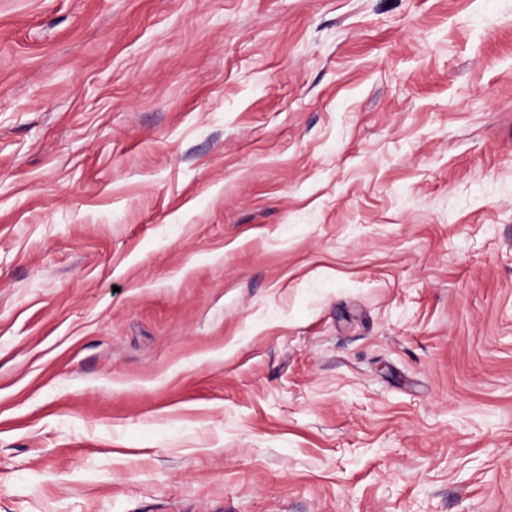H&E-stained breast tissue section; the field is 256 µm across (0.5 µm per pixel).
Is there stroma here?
Listing matches in <instances>:
<instances>
[{"label": "stroma", "mask_w": 512, "mask_h": 512, "mask_svg": "<svg viewBox=\"0 0 512 512\" xmlns=\"http://www.w3.org/2000/svg\"><path fill=\"white\" fill-rule=\"evenodd\" d=\"M0 512H512V0H0Z\"/></svg>", "instance_id": "35a3bbf8"}]
</instances>
